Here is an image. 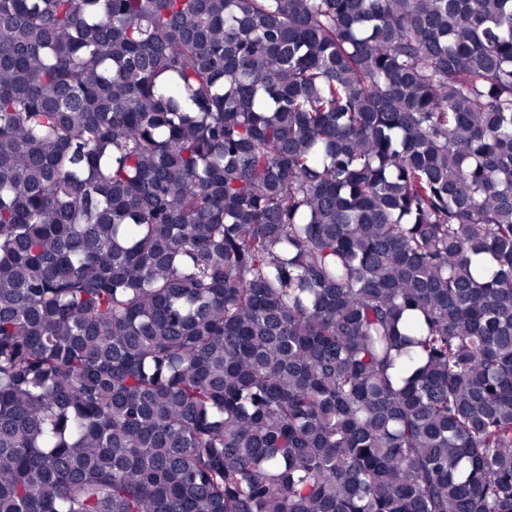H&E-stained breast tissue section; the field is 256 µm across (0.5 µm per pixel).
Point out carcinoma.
Here are the masks:
<instances>
[{"instance_id": "cac0c4a2", "label": "carcinoma", "mask_w": 512, "mask_h": 512, "mask_svg": "<svg viewBox=\"0 0 512 512\" xmlns=\"http://www.w3.org/2000/svg\"><path fill=\"white\" fill-rule=\"evenodd\" d=\"M0 512H512V0H0Z\"/></svg>"}]
</instances>
